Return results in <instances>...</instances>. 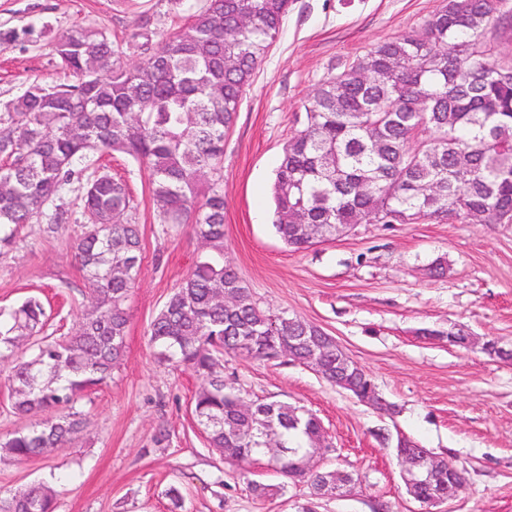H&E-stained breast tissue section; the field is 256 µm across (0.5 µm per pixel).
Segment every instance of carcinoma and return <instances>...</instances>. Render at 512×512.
I'll use <instances>...</instances> for the list:
<instances>
[{"instance_id":"obj_1","label":"carcinoma","mask_w":512,"mask_h":512,"mask_svg":"<svg viewBox=\"0 0 512 512\" xmlns=\"http://www.w3.org/2000/svg\"><path fill=\"white\" fill-rule=\"evenodd\" d=\"M508 0H446L416 30L381 41L337 74L323 78L304 106L301 128L283 148L273 185V227L295 251L352 232L362 224H512V58L497 56L489 25L512 30ZM291 0H205L180 29L152 41L145 58L125 63L123 43L75 26L54 43L67 83L35 84L0 112V252L15 248L24 228L53 235L76 224V258L91 309L75 332L39 335L41 300L0 310V360L12 408L36 416L29 428L0 439L17 460L72 442L83 418L76 404L112 378L125 351L127 302L142 264L140 225L127 184L94 168L124 154L148 172L160 223L189 224L200 255L150 324L162 362L201 379L193 413L209 446L235 467L256 498L283 494L284 484L247 478L260 456L307 488L301 512H316L327 485L348 489L341 467L301 468L322 449L311 412L280 401L245 400L217 371L226 356L265 360L292 353L306 362V341L325 332L285 312L262 308L224 244V141L253 75L288 16ZM77 194L81 217L66 197ZM326 382L357 398L376 392L358 364L336 361V342L321 356ZM404 452L427 466L430 450L409 440ZM441 459L425 500L468 489L448 487ZM45 486L0 491V512H55Z\"/></svg>"}]
</instances>
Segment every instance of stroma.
<instances>
[{
  "label": "stroma",
  "mask_w": 512,
  "mask_h": 512,
  "mask_svg": "<svg viewBox=\"0 0 512 512\" xmlns=\"http://www.w3.org/2000/svg\"><path fill=\"white\" fill-rule=\"evenodd\" d=\"M204 0H0V106L33 82L61 81L52 47L77 25L129 43L141 20L163 36ZM444 0H293L283 29L246 91L224 145L226 256L261 305L321 327L373 378L393 406L383 413L286 357L225 358L224 379L252 400L282 401L316 414L331 449L319 468L344 462L350 493L322 499L317 512H426L410 497L392 436L404 434L464 473L469 488L439 512H512V361L488 356L484 341L512 349V224H364L292 252L272 224V184L283 146L317 84L378 41L418 28ZM137 204L142 266L128 302L125 353L107 385L78 402L84 428L68 446L18 461L0 459V490L37 482L62 487L57 512H298L302 485L253 497L208 446L192 402L199 380L158 362L149 325L199 251L189 226L164 230L145 170L107 159ZM76 227L45 235L32 225L17 249L0 254V308L41 299L46 333L68 335L88 308L74 258ZM443 260V277L427 268ZM466 327L471 347L445 331ZM168 438L156 443L159 429ZM180 488L173 508L166 492Z\"/></svg>",
  "instance_id": "stroma-1"
}]
</instances>
